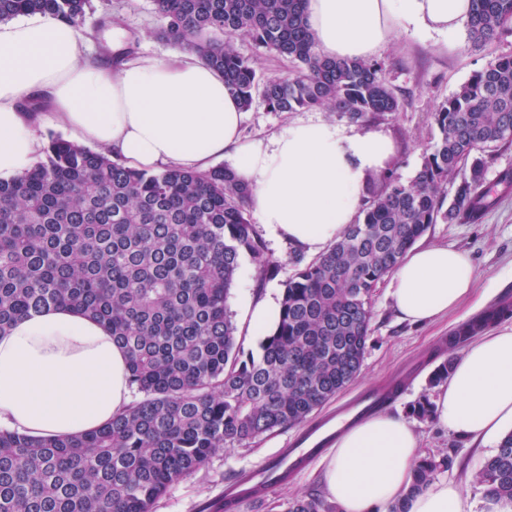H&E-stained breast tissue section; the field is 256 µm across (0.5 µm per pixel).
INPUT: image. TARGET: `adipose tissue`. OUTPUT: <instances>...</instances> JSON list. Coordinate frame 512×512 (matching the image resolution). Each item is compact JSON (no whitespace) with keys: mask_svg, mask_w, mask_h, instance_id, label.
Listing matches in <instances>:
<instances>
[{"mask_svg":"<svg viewBox=\"0 0 512 512\" xmlns=\"http://www.w3.org/2000/svg\"><path fill=\"white\" fill-rule=\"evenodd\" d=\"M471 0H307L317 49L366 59L396 32L437 35L455 45ZM78 30L32 14L0 23V180L27 171L44 144L25 98L71 142L110 151L129 167L209 170L227 160L249 187L248 205L278 238L310 253L351 224L369 173L393 145L382 132L352 134L334 123H293L270 141L241 136L244 114L223 76L194 54L141 55L109 69L86 61ZM468 253L411 249L393 271L389 296L399 316L423 324L457 309L473 292ZM130 402L127 355L103 324L69 308L19 318L0 335V428L33 436L94 431ZM437 424L484 445L512 429V327L483 332L456 360L433 407ZM419 457L412 426L391 413L345 430L325 457L324 484L339 512H466L462 485L434 480L408 496Z\"/></svg>","mask_w":512,"mask_h":512,"instance_id":"adipose-tissue-1","label":"adipose tissue"}]
</instances>
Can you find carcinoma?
Here are the masks:
<instances>
[{"mask_svg":"<svg viewBox=\"0 0 512 512\" xmlns=\"http://www.w3.org/2000/svg\"><path fill=\"white\" fill-rule=\"evenodd\" d=\"M160 38L224 75L249 110L314 108L358 122L400 108L382 65L320 55L306 0H152ZM471 49L512 33V0H472ZM91 0H0V22L40 13L74 27ZM287 58L286 77L262 78L235 39ZM439 137L413 178L392 166L369 175L361 217L288 278L276 328L257 353L236 342L227 300L242 257L268 275L263 242L231 170H139L51 137L45 157L0 181V335L16 319L56 306L112 330L139 395L97 430L36 437L0 430V512H153L158 499L210 457L305 422L356 376L370 338L372 291L441 220L479 221L494 204L486 174L512 146V55L490 61L434 113ZM461 176L452 200L448 181ZM512 316L505 299L459 327L456 346ZM443 462L421 458L406 497ZM512 501V432L475 472ZM256 488L223 501L234 512ZM285 512H335L314 495Z\"/></svg>","mask_w":512,"mask_h":512,"instance_id":"cac0c4a2","label":"carcinoma"}]
</instances>
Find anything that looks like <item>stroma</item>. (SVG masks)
I'll return each mask as SVG.
<instances>
[{"mask_svg": "<svg viewBox=\"0 0 512 512\" xmlns=\"http://www.w3.org/2000/svg\"><path fill=\"white\" fill-rule=\"evenodd\" d=\"M92 4L94 12L87 15L81 32L88 40L91 57L98 59L101 65H108L110 58L100 50L106 42L104 32L94 31L93 25L97 15L106 12L120 18V27L125 32L137 34L133 56L166 59L176 54V47L158 36L161 21L153 10L152 0H92ZM502 55H512V37L474 51L464 34L452 48L434 38L401 34L376 55L387 81L401 100L398 112L353 122L338 113L318 109L270 112L258 103L245 111L242 135L249 140H265L289 124L316 120L336 123L350 133L378 130L393 141L395 151L390 162L407 181L414 176L425 150L438 136L433 118L437 106L489 60ZM496 197V204L479 222H440L432 225L419 240L423 246H448L467 251L476 271V295L487 308L503 297H512V191L497 192ZM261 236L274 265L272 276L259 279L252 261L242 259L227 302L237 328V339L250 350L257 348L262 336L249 328L248 302L269 296L281 300L284 284L295 271L293 258L299 253L297 247L276 239L269 231H262ZM387 288V282H380L373 294L371 337L360 373L335 399L315 412L312 419L317 422L334 415L361 394L388 386L394 379H405L404 389L386 405V412L409 419L420 437L423 455L446 460V467L440 468L438 475L465 487L467 512H490L485 487L472 479L489 456V449L471 446L468 439L438 428L433 418L421 420L411 415L413 404L435 396L436 387L430 378L440 363V355L455 358L460 355L459 349L448 346L451 333L479 317L480 312L468 301L435 322L412 325L398 320ZM301 432L298 426L282 428L250 444L212 456L201 469L171 486L155 504L154 512H209L210 505L223 498L229 481L271 462ZM323 470L322 456H315L288 484L271 485L264 499L243 503L236 512H281V504L291 496H325Z\"/></svg>", "mask_w": 512, "mask_h": 512, "instance_id": "obj_1", "label": "stroma"}]
</instances>
